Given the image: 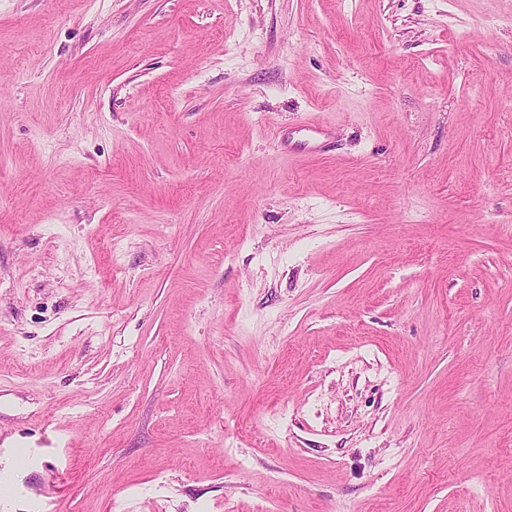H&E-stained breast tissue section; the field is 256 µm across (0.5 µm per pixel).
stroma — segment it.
<instances>
[{"instance_id":"stroma-1","label":"stroma","mask_w":512,"mask_h":512,"mask_svg":"<svg viewBox=\"0 0 512 512\" xmlns=\"http://www.w3.org/2000/svg\"><path fill=\"white\" fill-rule=\"evenodd\" d=\"M21 437L0 512H512V0H0ZM302 130L305 131L304 141L294 148H287L288 155L309 156L317 153L321 144L320 139L328 132L326 125L316 121L308 122Z\"/></svg>"}]
</instances>
